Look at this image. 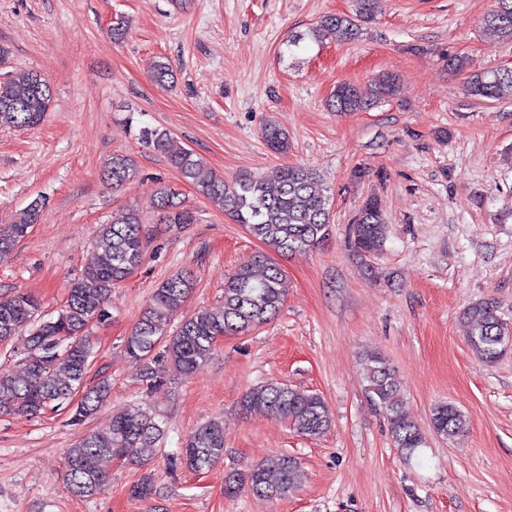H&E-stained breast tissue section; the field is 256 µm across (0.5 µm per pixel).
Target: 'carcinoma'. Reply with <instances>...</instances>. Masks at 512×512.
<instances>
[{"label": "carcinoma", "instance_id": "obj_1", "mask_svg": "<svg viewBox=\"0 0 512 512\" xmlns=\"http://www.w3.org/2000/svg\"><path fill=\"white\" fill-rule=\"evenodd\" d=\"M380 0H356L355 17L326 15L306 34L294 35L290 46L309 37L315 42L334 36L354 41L360 23L373 20ZM489 33L512 41V0H495L494 8L482 19ZM448 70L468 73L471 95L486 99L512 98V68L470 70L469 58L448 56ZM400 78L381 73L366 86L341 83L330 106L337 112H361L397 95ZM51 102L49 84L38 73L20 78H0V124L15 128L38 125ZM141 138L167 159L169 165L191 184L198 195L219 202L224 212L245 226L254 238L277 254L306 253L323 244L329 235V199L318 174L300 164L285 165L278 181L268 184L259 178H244L227 184L201 157L175 144L170 133L144 127ZM264 139L276 154L289 149L288 133L273 122L263 129ZM137 174L136 161L126 155L112 157L105 177L112 188L121 187ZM45 202L33 200L22 221L0 225V259L10 256L38 223ZM153 207L162 214L161 223L178 230L196 221L192 210L167 187L156 194ZM387 219L377 198H366L350 225L355 253L368 256L383 246ZM146 238L140 211L127 209L110 224L100 225L93 265L69 284L68 296L57 316L43 320L40 301L27 292L0 300V342L28 331L24 345V371H0V414L37 415L62 405L79 393L72 421L83 422L100 411L110 398V384L102 380L85 385L93 343L88 334L93 323L109 318L112 289L118 287L143 261ZM193 288L188 272L164 280L143 307L126 337L127 356L142 365L147 379L157 377L152 352L164 344V352L179 371L189 376L212 355L218 337L234 335L271 321L283 306L287 288L281 267L267 254L241 265L224 282L223 304L201 309L170 330L174 316L185 305ZM462 318L470 328L469 347L485 365L497 362L512 347V326L498 314L492 299L468 305ZM365 391L369 400L387 417L394 447L409 461L426 447L425 434L403 411L399 384L388 361L371 354L365 362ZM245 412L263 411L289 422L300 434L316 438L328 431L331 417L325 400L316 393L267 382L249 389L242 399ZM434 431L448 438L464 433L466 415L451 403H439L431 412ZM162 429L155 417L140 407H128L112 415L105 433H90L67 450L64 480L70 491L82 497L105 492L108 477L100 468L105 457L141 463L152 455ZM224 457V427L218 422L199 426L182 442L177 460L201 472ZM300 477V463L289 455H275L244 472L225 477L224 492L235 496L248 489L252 494L277 500L288 494Z\"/></svg>", "mask_w": 512, "mask_h": 512}]
</instances>
